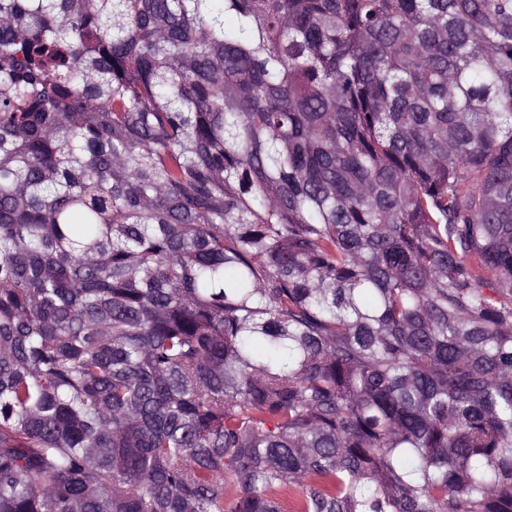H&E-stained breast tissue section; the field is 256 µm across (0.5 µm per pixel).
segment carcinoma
<instances>
[{"label": "carcinoma", "mask_w": 512, "mask_h": 512, "mask_svg": "<svg viewBox=\"0 0 512 512\" xmlns=\"http://www.w3.org/2000/svg\"><path fill=\"white\" fill-rule=\"evenodd\" d=\"M512 512V0H0V512Z\"/></svg>", "instance_id": "carcinoma-1"}]
</instances>
